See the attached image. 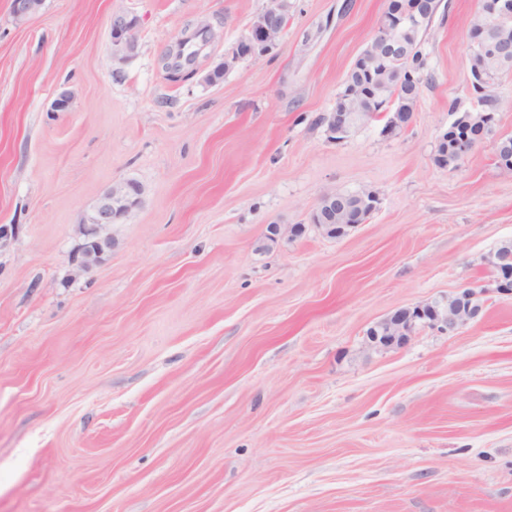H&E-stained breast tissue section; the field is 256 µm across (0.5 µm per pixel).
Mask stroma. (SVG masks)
Returning <instances> with one entry per match:
<instances>
[{
  "label": "stroma",
  "mask_w": 512,
  "mask_h": 512,
  "mask_svg": "<svg viewBox=\"0 0 512 512\" xmlns=\"http://www.w3.org/2000/svg\"><path fill=\"white\" fill-rule=\"evenodd\" d=\"M289 3L270 53L211 85L267 0H45L20 23L0 0V512H512V295L488 262L512 171L490 139L434 162L450 105L479 101L480 0H440L408 126L342 140L318 119L386 0ZM116 12L140 19L121 65ZM124 179L141 203L78 269L83 218ZM361 191L378 204L347 236L311 226ZM272 224L306 230L273 243ZM466 289L482 311L456 332L369 346Z\"/></svg>",
  "instance_id": "1"
}]
</instances>
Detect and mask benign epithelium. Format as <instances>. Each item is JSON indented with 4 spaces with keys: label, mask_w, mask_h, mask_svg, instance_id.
<instances>
[{
    "label": "benign epithelium",
    "mask_w": 512,
    "mask_h": 512,
    "mask_svg": "<svg viewBox=\"0 0 512 512\" xmlns=\"http://www.w3.org/2000/svg\"><path fill=\"white\" fill-rule=\"evenodd\" d=\"M44 0H12V15L22 21L37 14ZM284 0H268L265 8L253 19L247 33L240 39L236 53L217 65L207 76L206 81L216 83L234 63L242 58L256 60L269 53L286 28L284 25ZM431 14V5L425 0L419 2L415 10L402 15L381 17L375 34L369 42V54L364 56L368 62L375 61L380 53L394 51V44L406 27L418 29ZM140 22L130 13H115L110 21V55L112 63L123 64L136 55L139 48L138 31ZM494 42L488 38H474L470 49V78L474 85L484 88L492 84L498 73L489 70L488 55ZM73 92L62 87L51 103V111L68 112L73 102ZM358 112L354 107V92L350 91L337 98L335 109L325 114V125L330 134L349 135L358 125ZM472 112H459L453 120V156L455 164L464 161L479 145L472 137L470 129ZM143 186L134 179H125L113 183L103 193L95 207L85 216L81 232L85 243L81 251L79 264L87 268L99 261L105 250L111 248L112 238L108 228L125 218L129 212L141 203ZM316 228L328 238L343 237L354 228L352 224L336 223V216L315 217ZM290 237H298L305 232L302 225L288 228ZM278 224L269 226L267 239L275 243L286 233ZM482 309L479 296L469 291L457 293L446 302L416 305L401 308L378 321L372 327L370 341L382 347H398L408 341V337L419 322L432 324L442 330L453 331L477 317Z\"/></svg>",
    "instance_id": "obj_1"
}]
</instances>
